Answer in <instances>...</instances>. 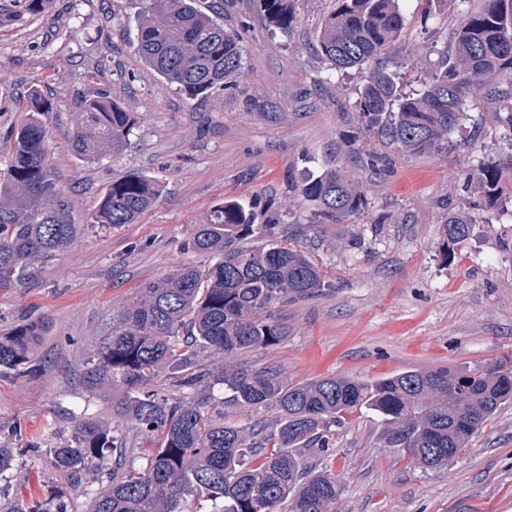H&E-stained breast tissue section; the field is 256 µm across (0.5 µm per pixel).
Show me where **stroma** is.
I'll use <instances>...</instances> for the list:
<instances>
[{
  "label": "stroma",
  "mask_w": 512,
  "mask_h": 512,
  "mask_svg": "<svg viewBox=\"0 0 512 512\" xmlns=\"http://www.w3.org/2000/svg\"><path fill=\"white\" fill-rule=\"evenodd\" d=\"M405 19L388 67L399 89L419 90L450 49L461 13L482 0H399ZM149 0H51L43 16L23 0H0V160L30 88L58 106L47 124L54 163L75 189L72 220L82 231L67 253L30 278L0 289V336L27 321L45 326L35 373H0V431L52 448L73 422L112 421L104 393L90 391L80 366L112 331L118 310L146 280L206 257L184 250L193 225L233 199L275 213V236L294 239L322 267L328 288L276 308L288 333L275 344L235 354L233 365L272 371L288 384L347 375L368 380L408 370L473 367L512 355V216L478 208L463 186L470 160L512 148L481 137L486 105L470 110L448 147L392 154L379 175L346 151L365 131L357 102L362 73L337 71L313 50L333 0H293L297 21L283 31L255 0H234L225 26L247 55L230 88L189 97L134 52L136 20ZM110 92L138 115L118 158L79 160L66 147L83 98ZM347 163L367 206L339 225L318 224L317 207L296 185ZM144 173L161 183L153 207L135 223L106 227L89 217L113 179ZM471 214L475 230L446 254L449 210ZM329 455H309L340 488L333 512H512V404L488 419L445 469L409 466L382 447L375 416L355 410L336 429ZM94 486L55 469L48 456H23L0 481V512L66 499L87 512Z\"/></svg>",
  "instance_id": "stroma-1"
}]
</instances>
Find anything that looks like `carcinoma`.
Segmentation results:
<instances>
[{"instance_id":"obj_1","label":"carcinoma","mask_w":512,"mask_h":512,"mask_svg":"<svg viewBox=\"0 0 512 512\" xmlns=\"http://www.w3.org/2000/svg\"><path fill=\"white\" fill-rule=\"evenodd\" d=\"M137 19L136 53L141 62L188 95L227 86L242 66V36L224 28L197 0H150ZM275 26L296 22L290 0H256ZM455 30L453 49L441 56L416 93H398L388 71V48L399 37L403 18L398 0H336L316 36L320 55L336 70L367 68L358 118L396 150L418 154L448 147V135L469 111V91L479 89L487 104L483 121L512 143V0H483ZM55 102L35 89L26 113L13 128L10 156L0 163V288H11L35 268L68 251L81 225L71 219V189L54 168L55 146L46 117ZM137 113L102 93L87 99L75 115L68 148L77 157L100 160L121 154ZM363 163L377 173L389 170L386 154L361 147ZM467 185L486 208L512 204V156L484 161L466 174ZM160 192L146 174L112 181L89 218L92 224L135 223ZM320 205L324 224H341L365 205L363 186L338 166L299 188ZM473 218L448 214L446 248L467 239ZM273 229L235 200L213 206L203 224L193 225L188 252L210 258L146 281L123 306L112 333L101 339L97 357L84 367L91 388L112 386V425L78 420L66 445L27 451L46 454L54 466L78 478L99 475L90 512H183L184 499L204 494L211 512H332L339 497L336 478L304 462L302 452L329 454L335 429L345 416L365 408L379 417L381 443L424 470L446 467L498 408L512 400V356L479 365L409 370L365 380L346 376L288 385L269 372L251 373L224 364L202 368L204 352L230 356L262 348L286 335L284 327L260 313L320 295L326 274L292 241L268 239L256 247L243 242ZM42 336L29 321L0 336V368L28 370ZM176 375L180 390L224 386L242 406H272L276 429L260 430L224 422L209 396L191 403L149 389L163 370ZM130 424L144 440L145 464L128 461L126 438L117 428Z\"/></svg>"}]
</instances>
